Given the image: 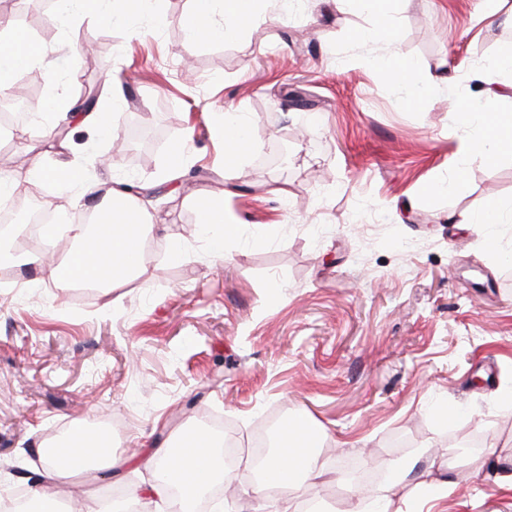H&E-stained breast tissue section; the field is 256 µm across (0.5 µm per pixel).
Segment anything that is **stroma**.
<instances>
[{
  "mask_svg": "<svg viewBox=\"0 0 512 512\" xmlns=\"http://www.w3.org/2000/svg\"><path fill=\"white\" fill-rule=\"evenodd\" d=\"M192 0H158L152 14L105 25L62 10L43 34L42 0H22L20 27L41 47L36 133L0 150V172L23 174L32 155L86 165L100 191L160 187L143 196L148 262L126 287L84 297L15 268L0 287V493L31 488L41 446L72 422L112 414L124 469L77 472L47 485L63 503L153 482L152 449L208 418L237 433L243 459L224 489V512H269L276 499L247 460L267 416L303 413L321 433L322 474L289 498L330 512H362V481L338 464L377 472L416 446L409 483L393 489L405 512L419 495L437 512H512L491 455L512 457V223L473 224L487 199H512V153L461 157L457 104L480 112L483 66L512 43V27L485 26L512 0H413L399 12L398 55L421 77L451 83L410 103L376 68L388 47L361 38L372 20L346 6L270 5L232 43L187 47ZM122 82L117 126L162 130L146 164L114 149L116 135L76 128L53 105ZM249 120L252 151L225 176L211 127L224 113ZM288 142V176L261 155ZM184 146L179 176L165 181ZM435 183L448 189L430 195ZM286 185L287 194L275 188ZM223 197L241 228L216 261L191 235L197 202ZM453 407L445 420L435 407ZM482 435L472 455L451 452Z\"/></svg>",
  "mask_w": 512,
  "mask_h": 512,
  "instance_id": "1",
  "label": "stroma"
}]
</instances>
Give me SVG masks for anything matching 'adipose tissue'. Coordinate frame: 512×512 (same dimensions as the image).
Masks as SVG:
<instances>
[{"label": "adipose tissue", "mask_w": 512, "mask_h": 512, "mask_svg": "<svg viewBox=\"0 0 512 512\" xmlns=\"http://www.w3.org/2000/svg\"><path fill=\"white\" fill-rule=\"evenodd\" d=\"M82 10L95 12L102 22H116L151 13L152 0H77ZM269 0H196V5L186 21L188 43L216 38L232 42L243 36L248 23L264 15ZM40 49L26 39L11 22L0 23V78L12 71L21 70L40 60ZM486 110L473 113L459 108L457 119L471 130L461 143L462 155L480 154L495 159L502 150L512 152V113L499 111L501 101L512 100V83L503 84L497 79L500 72L512 71V48L498 52L483 67ZM121 88L117 81L106 83L100 102L85 110L79 100L64 99L57 103V111L69 114L86 128L103 126L107 112L116 108ZM247 122L242 114L225 113L221 122L211 131L213 140L224 145V166L233 168L241 161L248 145ZM27 179L53 185H83L81 194L74 196V206L90 210L95 217L93 231L83 225L72 229L74 248L64 261L58 262L48 254L21 256L20 264L37 269L41 277L61 288H70L87 282L98 283L101 289L124 287L136 279L145 263V243L154 226L150 224L139 196L113 188L109 191L108 204L96 201V188L88 183L85 167L66 162L47 164L41 154H34L26 174ZM239 231L238 225L224 218V205L219 198L206 197L198 203V235L211 239L212 255L224 256V243ZM95 435L88 428L70 429L64 448L43 452V482L55 483L69 477L75 469L72 462L82 445L92 443ZM202 437L187 435L177 451H158L153 455L157 469L166 471V478L157 480L150 495L167 497L172 485L181 486L193 494L224 478V458L214 454L203 458L200 447ZM321 439L312 421L298 414L284 424L279 435V451L267 462L266 469L274 485L284 493L300 490L315 478L312 466Z\"/></svg>", "instance_id": "adipose-tissue-1"}]
</instances>
